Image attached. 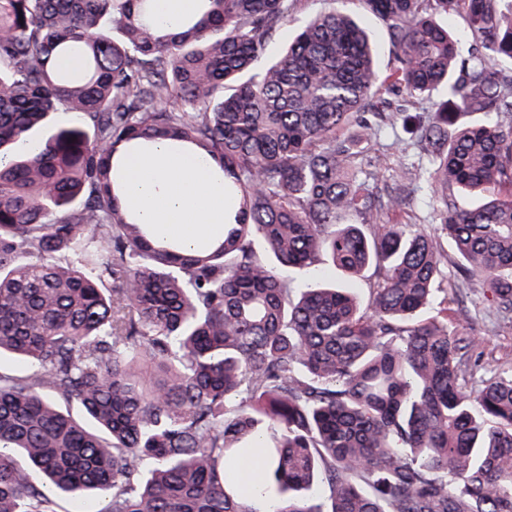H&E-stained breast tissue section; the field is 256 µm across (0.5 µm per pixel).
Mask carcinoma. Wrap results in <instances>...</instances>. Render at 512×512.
<instances>
[{"label": "carcinoma", "instance_id": "cac0c4a2", "mask_svg": "<svg viewBox=\"0 0 512 512\" xmlns=\"http://www.w3.org/2000/svg\"><path fill=\"white\" fill-rule=\"evenodd\" d=\"M360 2L386 72L335 6L268 59L301 0L173 30L151 0H0V358L35 367L0 370V512H512V368L478 374L439 287L451 246L512 321V0ZM398 119L418 161L388 174ZM139 141L219 165L222 237L137 223ZM422 192L431 228L389 223ZM294 267L372 272L367 306ZM344 2L336 3V7H342L345 10L349 11L356 17H358L364 25L371 31L375 40L378 44L379 50V65L382 71H386L389 66V62L391 59V51L390 46L387 42L385 36L377 29L375 24L370 20L364 18L361 14V6L357 0H340Z\"/></svg>", "mask_w": 512, "mask_h": 512}]
</instances>
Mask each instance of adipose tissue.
Wrapping results in <instances>:
<instances>
[{
  "label": "adipose tissue",
  "mask_w": 512,
  "mask_h": 512,
  "mask_svg": "<svg viewBox=\"0 0 512 512\" xmlns=\"http://www.w3.org/2000/svg\"><path fill=\"white\" fill-rule=\"evenodd\" d=\"M120 175L125 204L160 236L192 247L223 233L224 178L212 163L148 143L124 157Z\"/></svg>",
  "instance_id": "ef3b65f1"
}]
</instances>
